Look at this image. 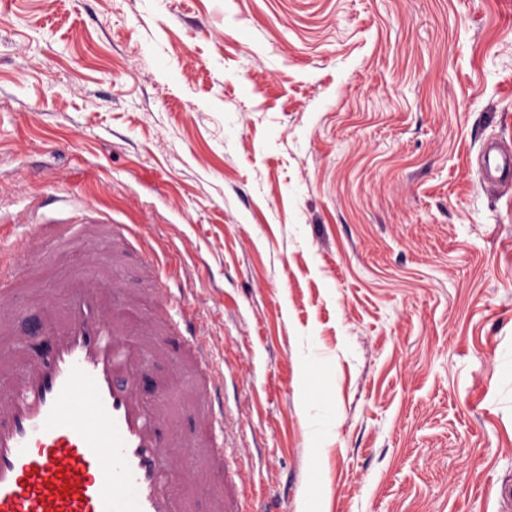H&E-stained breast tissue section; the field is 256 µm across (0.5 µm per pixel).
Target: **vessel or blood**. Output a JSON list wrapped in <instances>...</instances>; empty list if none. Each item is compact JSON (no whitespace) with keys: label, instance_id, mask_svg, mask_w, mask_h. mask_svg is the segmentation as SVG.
I'll return each instance as SVG.
<instances>
[{"label":"vessel or blood","instance_id":"obj_1","mask_svg":"<svg viewBox=\"0 0 512 512\" xmlns=\"http://www.w3.org/2000/svg\"><path fill=\"white\" fill-rule=\"evenodd\" d=\"M480 175L486 184L512 176V153H482ZM102 264L93 258L55 301L38 303L40 339L22 341L24 369L0 382V512H188L176 486L213 474L224 477L221 512H242L246 475L230 467L224 448V376L201 333L190 318L177 319L182 353L172 378L191 367L207 471L177 462L166 399H147L141 389L143 336L152 325L110 302ZM17 280L15 269L0 266V329L20 315ZM136 326L142 338H133Z\"/></svg>","mask_w":512,"mask_h":512}]
</instances>
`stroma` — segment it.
I'll return each instance as SVG.
<instances>
[{
  "label": "stroma",
  "mask_w": 512,
  "mask_h": 512,
  "mask_svg": "<svg viewBox=\"0 0 512 512\" xmlns=\"http://www.w3.org/2000/svg\"><path fill=\"white\" fill-rule=\"evenodd\" d=\"M512 0H13L0 254L37 223L137 224L224 372L247 512H505L512 483ZM91 252L153 313L133 239ZM180 352L148 356L193 433ZM493 149H497L499 154L490 158ZM483 183H497L512 176V153L504 152L493 144L488 145L481 155L480 171Z\"/></svg>",
  "instance_id": "obj_1"
}]
</instances>
